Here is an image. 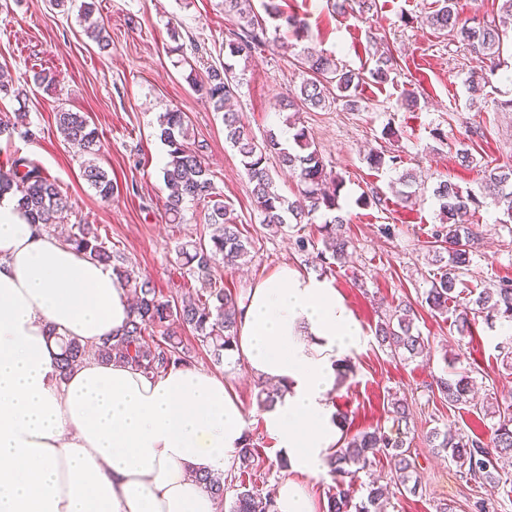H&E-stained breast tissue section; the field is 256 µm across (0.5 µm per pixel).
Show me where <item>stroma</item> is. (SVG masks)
Segmentation results:
<instances>
[{
    "instance_id": "obj_1",
    "label": "stroma",
    "mask_w": 512,
    "mask_h": 512,
    "mask_svg": "<svg viewBox=\"0 0 512 512\" xmlns=\"http://www.w3.org/2000/svg\"><path fill=\"white\" fill-rule=\"evenodd\" d=\"M284 11L304 17L309 36L297 40L282 36L249 63L235 109L258 140L273 133L290 145L285 116L276 112V100L297 89L304 47L335 55L339 62L367 73L379 53L394 55L395 79L385 84L364 82L357 107L337 101L323 109L301 112L300 121L313 137L326 162L345 178L340 194L351 256L345 267L328 278L361 328L360 342L348 356L354 373L331 398L337 412L347 416L350 432L385 429L410 441L421 477L418 493L396 494L387 512H436L448 504L453 512H477L479 492L460 478L456 466L436 455L427 436L431 429L451 427L489 437L492 421L471 404L457 407L441 401L436 382L455 371L468 370L482 391L502 405H512V365L498 349L505 324L488 327L477 321L471 335L460 336L453 314L435 313L422 295L434 280L426 246L438 205L432 188L445 179L478 188L482 165H512V112L499 108L512 98V81L505 71L491 76L479 101H472L465 78L472 64L468 50L448 34L419 21L433 12L437 0H375L370 11L338 13L326 0H278ZM94 18L105 29L110 47L100 51L88 40L76 12L62 13L48 0H0V65L8 66L15 83L27 91L26 101L0 98V115L25 109L35 131L32 139L0 136V166L13 153L37 160L68 195L73 224H90L112 248L120 250L132 266L149 276L163 295L187 291L193 283L176 261L178 246L206 235L202 204H185L186 221H167L168 191L163 180L168 148L158 136L159 117L170 110L187 116L189 133L206 140L205 161L217 190L230 203L242 230L256 241V252L244 266L217 268L225 287L246 295L252 284L288 266L319 274L314 252H300L285 232H272L261 222L251 185L236 151L224 139L221 114L201 99L188 84L189 70L204 73L218 63L219 51L232 26L223 0H94ZM193 36L206 53L195 67L179 65L180 57H193L192 45L173 52L171 31ZM54 74L50 88L33 85L39 70ZM415 89L419 105L407 109L402 92ZM84 113L100 140L96 161L116 189L110 200L101 199L80 176L87 156L59 133L54 115L58 108ZM394 137H387L385 128ZM467 148L478 166L466 167L457 158ZM401 155L404 167L422 180L417 202L402 205L390 187L396 171L370 168L369 152ZM377 188L382 201L357 205L364 191ZM500 212L482 208L476 223L485 225L473 250V263L465 278L468 288L490 287L501 277L512 278V234L496 223ZM390 225L383 235L382 225ZM411 302L414 325L428 338L430 363L393 359L376 340L375 327L388 319L398 304ZM195 365L224 376L245 410L246 432L258 450L246 477L247 487L267 491L286 476L279 460L284 449L265 429L257 405V382L243 362L225 359L213 363L197 350ZM407 402L410 418L397 425L392 399Z\"/></svg>"
}]
</instances>
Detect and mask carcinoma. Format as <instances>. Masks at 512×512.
<instances>
[{
  "label": "carcinoma",
  "instance_id": "obj_1",
  "mask_svg": "<svg viewBox=\"0 0 512 512\" xmlns=\"http://www.w3.org/2000/svg\"><path fill=\"white\" fill-rule=\"evenodd\" d=\"M264 10L275 21V31L285 27L300 39L308 32L305 19L296 13L284 12L276 0H265ZM224 11L236 19V29L224 40V62L208 66L206 77L200 82L192 71L187 79L213 111L223 114L225 141L240 157L252 185V197L263 215V224L277 230L286 227L296 231L294 245L305 252L315 242L301 234L303 225L314 223L319 214L331 216L317 227L322 248L316 254L322 273H331L334 268L343 266L349 257L350 241L343 229L346 219L339 204L344 179L328 168L308 130L296 126V121H288V128L294 133L293 146L286 150L280 147L277 135L272 132L265 140L256 141L239 114L227 109L240 87L241 75L236 73V65L254 59L270 40L266 37V27L253 10L252 0H224ZM92 12V4L84 0L79 7V16L87 23L85 33L99 48L105 49L109 42L104 40L103 27L90 20ZM425 21L465 45L470 52L475 62L467 76L472 97L483 91L488 75L507 65L500 59L502 36L499 24L494 19L481 20L475 15H463L459 0H441V6L427 15ZM303 53L310 77L301 82L291 97L280 102L279 110L291 111L296 116L304 109L323 108L330 101L356 105L359 87L364 82L360 73L347 68L332 55L311 47L305 48ZM396 66L392 56L382 54L369 70V75L375 83L382 84L393 80ZM55 122L65 140L79 145L90 156L96 154V132L90 128L85 115L60 110L55 113ZM5 132L16 133L24 139L35 136L25 112L15 113L12 119L0 118V135ZM160 137L168 146L164 181L168 190L166 213L169 223H184V203L196 201L206 207V224L212 228L209 238L191 239L176 251V260L184 274L199 282L200 288L179 300H170L156 290L150 278L136 272L123 253L108 247L96 229L87 224H74L66 236V242L77 251L112 267V271L125 280L135 299L133 316L122 334L105 339L95 347V354L103 361L117 359L152 376L192 364L194 355L183 336L186 330L193 335L197 347L209 353L217 364L223 362L224 354L233 350L237 342L240 298L215 278L213 269L219 263L234 268L256 249L255 239L241 232L234 209L216 191L204 164L208 146L190 139L185 113L178 110L163 113ZM273 153L277 154L281 165L295 174L297 194L292 199L280 194L276 188L267 166V156ZM367 160L370 167L377 170L384 166L397 170L402 163L400 156H388L383 152L371 153ZM82 178L101 198H112V180L95 160L90 159L82 166ZM5 192L18 198L27 222L39 229L61 225L72 213L71 201L55 180L37 162L25 156L14 157L9 169H0V194ZM433 196L439 205L441 222L433 227L428 252L432 253V261L439 264V276L423 293L422 302L440 314L448 311L449 304H456L455 323L462 333H471L480 317L512 322V280H501L492 288H484L474 298L464 296L459 290L469 271L471 242L479 234V225L472 223L476 212L490 203L512 222V167L486 169L484 184L477 192L441 180L434 187ZM413 315L411 304L397 306L392 319L377 324L375 336L380 346L394 357L403 361L420 357L428 361L431 359L430 345L420 332L414 330ZM158 327L161 328L160 336H146L148 330ZM56 344L59 347L57 367L62 374L79 365L88 353V347L75 337L58 336ZM472 386V377L466 371L437 380L440 398L450 406L468 403ZM258 388V404L264 410L272 408L282 398V390L277 387L260 382ZM483 412L484 416L495 420L493 436L487 441L450 428L443 431L435 428L428 436L433 447L445 453L458 467L460 477L476 488L499 485L503 475L497 460L512 454V405L503 409L488 406ZM255 456L256 447L247 436L236 452L238 470L243 474L251 471ZM379 456L393 462L392 483L396 489L416 493L419 486L416 458L403 441L377 427L347 434L336 447L329 449L324 465L339 479L328 489L325 512H386L387 488L372 483L357 503L353 502L351 494L356 474ZM199 481L219 504H224V475L203 474ZM229 512L277 510L272 497L246 488L235 493Z\"/></svg>",
  "mask_w": 512,
  "mask_h": 512
}]
</instances>
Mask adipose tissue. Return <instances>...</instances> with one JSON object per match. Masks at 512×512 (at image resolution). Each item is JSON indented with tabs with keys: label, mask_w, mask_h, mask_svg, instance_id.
I'll use <instances>...</instances> for the list:
<instances>
[{
	"label": "adipose tissue",
	"mask_w": 512,
	"mask_h": 512,
	"mask_svg": "<svg viewBox=\"0 0 512 512\" xmlns=\"http://www.w3.org/2000/svg\"><path fill=\"white\" fill-rule=\"evenodd\" d=\"M233 358L284 395L263 412L293 474L278 512H315L300 476L340 437L330 398L360 328L327 281L290 267L245 299ZM131 317L111 267L28 224L0 196V512H219L200 474L225 473L245 412L221 376L197 366L148 377L89 358L60 374L54 334L93 347Z\"/></svg>",
	"instance_id": "1"
}]
</instances>
